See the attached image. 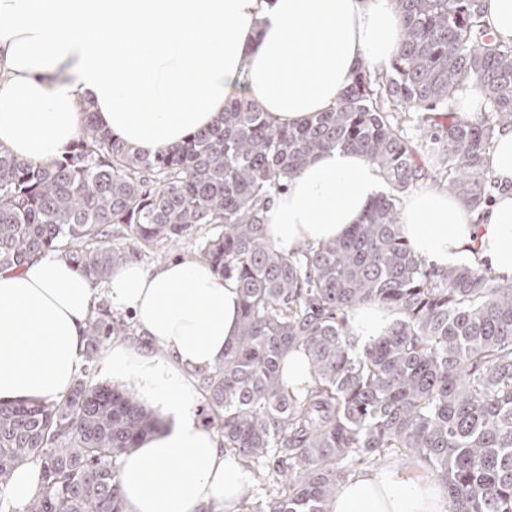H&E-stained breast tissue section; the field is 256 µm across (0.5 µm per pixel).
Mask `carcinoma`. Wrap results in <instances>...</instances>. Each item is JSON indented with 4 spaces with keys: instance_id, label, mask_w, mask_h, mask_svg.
I'll use <instances>...</instances> for the list:
<instances>
[{
    "instance_id": "cac0c4a2",
    "label": "carcinoma",
    "mask_w": 512,
    "mask_h": 512,
    "mask_svg": "<svg viewBox=\"0 0 512 512\" xmlns=\"http://www.w3.org/2000/svg\"><path fill=\"white\" fill-rule=\"evenodd\" d=\"M392 5L403 28L391 72L361 66L336 107L302 124L276 125L236 97L152 157L91 112L51 166L0 150L1 269L63 251L96 288L114 267L211 227L196 259L236 279L240 326L224 360L196 377L224 452L280 487L243 495L237 512H330L341 483L383 458L428 469L449 512H512V282L478 260L427 267L400 223V195L424 180L472 210L499 189L485 157L496 129L512 125V42L490 29L480 0ZM474 92L477 111L460 115ZM335 147L377 166L390 191L345 237L277 251L265 233L271 197ZM114 225L128 243L107 241ZM369 304L393 319L360 347L349 315ZM133 330L99 308L87 361ZM292 350L311 366L295 389L282 377ZM159 428L87 372L57 403H0V494L36 461L40 490L23 512H122L118 461Z\"/></svg>"
}]
</instances>
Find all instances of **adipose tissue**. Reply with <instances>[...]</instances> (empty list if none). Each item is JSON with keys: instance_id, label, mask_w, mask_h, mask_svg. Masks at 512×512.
Returning a JSON list of instances; mask_svg holds the SVG:
<instances>
[{"instance_id": "ef3b65f1", "label": "adipose tissue", "mask_w": 512, "mask_h": 512, "mask_svg": "<svg viewBox=\"0 0 512 512\" xmlns=\"http://www.w3.org/2000/svg\"><path fill=\"white\" fill-rule=\"evenodd\" d=\"M401 32L391 0H0V148L53 164L88 109L153 156L210 126L235 96L297 125L335 107L360 65L389 71ZM485 163L506 192L474 211L419 184L402 199V234L427 265L475 254L512 281V126ZM384 185L362 155L325 151L273 195L267 236L285 253L343 237ZM106 294L152 346L112 343L105 366L167 417L120 459L123 512H235L253 476L198 422L190 378L223 360L239 332L235 280L190 258L151 271L129 261ZM95 300L62 255L0 270V403L65 397L86 364ZM330 510L447 512V501L414 470L368 469L340 485Z\"/></svg>"}]
</instances>
